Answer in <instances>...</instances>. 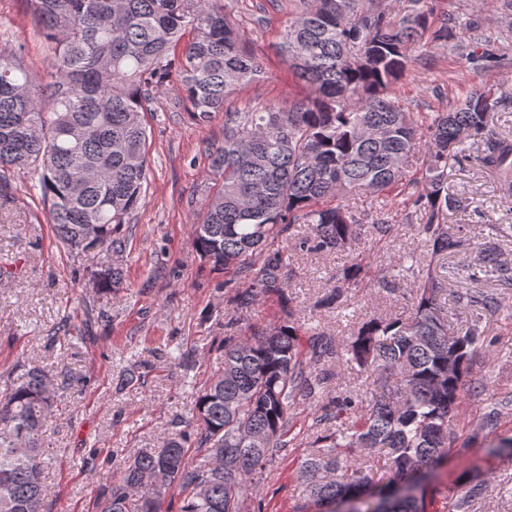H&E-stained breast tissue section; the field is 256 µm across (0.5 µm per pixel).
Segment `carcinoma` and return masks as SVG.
<instances>
[{
	"mask_svg": "<svg viewBox=\"0 0 512 512\" xmlns=\"http://www.w3.org/2000/svg\"><path fill=\"white\" fill-rule=\"evenodd\" d=\"M24 2L51 43L50 81L36 78L22 46L0 45V193L9 189L7 172L34 167L54 235L69 253L125 251L120 231L143 201L150 170L142 114L156 94L177 82L198 124L224 111V142L209 151L215 188L193 231L201 258L231 275L224 287L241 282L224 311V367L201 387L195 424L125 461L95 512H162L156 483L166 493L178 489V512H245L248 484L288 447L299 400L321 409L308 429L322 434L297 473L308 512L336 503L345 512H427L420 473L452 447L450 415L481 341L476 328L448 335L441 283L424 282L409 313L371 318L352 338L348 361L377 375L381 388L367 400L339 387L328 395L324 366L340 357L331 337L290 318L243 340L235 312L284 293L286 258L273 243L294 238L295 225L310 226L303 249L356 251L363 219L350 194L401 187L424 133L423 190L411 204L433 252L458 245L443 219L458 203L448 196V172L463 161L497 171L501 201L512 204V141L489 129L490 94L475 91L428 122L392 96L409 47L427 33L455 35L448 22L433 20L429 0H405L399 19L380 0H289L281 54L307 94L228 112L226 100L261 68L224 0ZM479 270L512 274L492 246L480 248ZM93 276L98 293L110 294L125 273L108 261ZM458 299L500 310L489 294ZM53 403L54 385L38 367L0 396V512H43L50 489L41 438ZM354 448L388 449L393 478L373 482L342 455Z\"/></svg>",
	"mask_w": 512,
	"mask_h": 512,
	"instance_id": "obj_1",
	"label": "carcinoma"
}]
</instances>
